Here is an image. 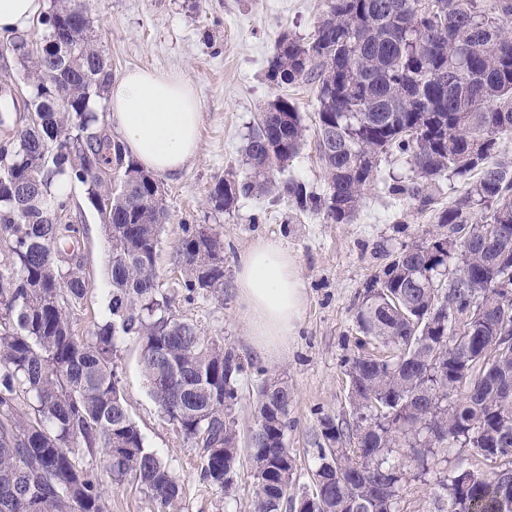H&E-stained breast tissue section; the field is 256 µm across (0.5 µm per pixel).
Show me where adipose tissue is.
I'll list each match as a JSON object with an SVG mask.
<instances>
[{
    "mask_svg": "<svg viewBox=\"0 0 512 512\" xmlns=\"http://www.w3.org/2000/svg\"><path fill=\"white\" fill-rule=\"evenodd\" d=\"M46 0H0V33L22 30L44 16ZM105 102L124 154L160 175L181 173L199 151L200 105L177 71L134 68L110 84ZM235 286L255 347L275 358L297 336L307 304L296 258L262 238L241 252Z\"/></svg>",
    "mask_w": 512,
    "mask_h": 512,
    "instance_id": "ef3b65f1",
    "label": "adipose tissue"
}]
</instances>
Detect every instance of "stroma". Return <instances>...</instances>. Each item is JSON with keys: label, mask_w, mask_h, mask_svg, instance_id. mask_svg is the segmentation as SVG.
Here are the masks:
<instances>
[{"label": "stroma", "mask_w": 512, "mask_h": 512, "mask_svg": "<svg viewBox=\"0 0 512 512\" xmlns=\"http://www.w3.org/2000/svg\"><path fill=\"white\" fill-rule=\"evenodd\" d=\"M325 8L324 0H101L100 45L113 77L131 68L177 70L193 84L200 101V149L192 164L163 177L168 219L157 258L158 285L171 298L180 318L200 321L208 334L223 337L249 366L252 375L235 407L238 429L248 435L253 401L261 376H279L292 386L295 401L286 442L300 475L298 490L311 488L314 430L320 414L337 418L351 413L349 378L344 361L358 352L355 314L367 280L386 264L389 254L420 240L434 213L411 199L389 195L384 185L408 176L405 159H381L377 180L368 187L352 220L328 223L320 214L294 215L286 202L257 195L241 199L233 212L212 211L208 192L216 178L241 173L242 151L259 114L278 93L266 79V61L285 35L310 38ZM64 220L82 227V248L90 291L75 313L79 331L107 315L105 274L107 243L97 213L81 184H70ZM217 228L224 239L223 301L186 299L174 256L184 225ZM281 241L296 257L308 304L299 336L285 355L266 359L251 343L240 315L234 260L260 238ZM124 398L149 448L167 457L184 482L182 512H225L224 497L199 482L197 452L167 422L150 397L139 368V342L129 338L118 350Z\"/></svg>", "instance_id": "35a3bbf8"}]
</instances>
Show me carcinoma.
I'll use <instances>...</instances> for the list:
<instances>
[{
    "label": "carcinoma",
    "instance_id": "1",
    "mask_svg": "<svg viewBox=\"0 0 512 512\" xmlns=\"http://www.w3.org/2000/svg\"><path fill=\"white\" fill-rule=\"evenodd\" d=\"M325 2L310 40L279 41L266 78L314 86L326 190L283 177L307 127L278 95L248 134V173L216 179L210 208L267 195L346 224L390 153L410 165L387 185L392 196L426 207L445 179L468 188L366 283L355 322L387 356L345 360L353 422L319 417L310 493L296 491L286 444L288 381L257 385L240 448L234 406L248 370L159 291L166 198L89 108L112 82L89 0H51L37 46L16 32L0 40L34 91V109L0 143V512H108L105 478L178 512L183 480L126 408L117 352L130 337L149 394L196 448L199 481L230 494L246 452L255 512H400L408 480L432 473L436 512H512V162L499 158L512 133V0ZM60 29L66 52L54 48ZM63 180L85 186L109 245L107 318L84 335L73 314L89 282L81 227L61 222L68 201L53 192ZM175 255L187 298L224 302L217 229L185 227ZM457 448L470 465L448 466Z\"/></svg>",
    "mask_w": 512,
    "mask_h": 512
}]
</instances>
